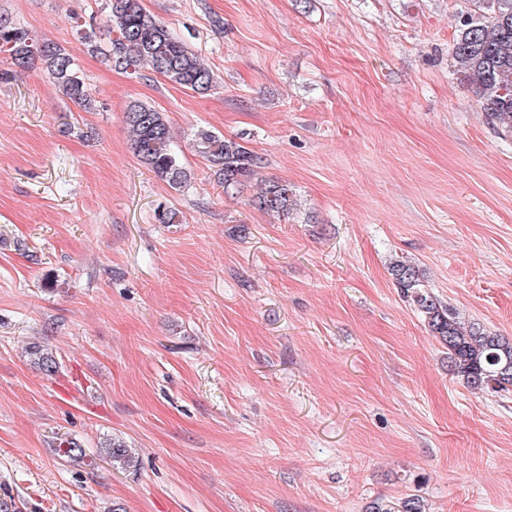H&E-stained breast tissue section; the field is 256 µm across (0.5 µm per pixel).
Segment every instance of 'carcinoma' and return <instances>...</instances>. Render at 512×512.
Masks as SVG:
<instances>
[{
	"instance_id": "cac0c4a2",
	"label": "carcinoma",
	"mask_w": 512,
	"mask_h": 512,
	"mask_svg": "<svg viewBox=\"0 0 512 512\" xmlns=\"http://www.w3.org/2000/svg\"><path fill=\"white\" fill-rule=\"evenodd\" d=\"M470 3L473 9L458 17L459 35L451 53L454 73L473 89L488 124L503 139H512V0ZM107 6L103 28L108 44H98L92 31H81V39L112 66L125 70L148 66L170 83L197 94L215 86L214 74L201 58L148 13L141 0H107ZM0 53L8 55L19 69L40 62L75 106L85 112L96 107L80 69L65 48L53 42H34L26 28L1 14ZM125 121L137 158L171 189L185 188L191 173L174 146L164 115L143 102H134L125 112ZM194 147L227 195L239 192L261 165V157L241 142L208 130L197 131ZM256 204L268 213L285 214L292 206V192L288 185L272 181L261 189ZM392 276L423 317L430 335L448 350L454 375L472 390L512 389V341L474 323H462L453 308L421 290L420 271L414 264L396 262ZM26 354L43 373L58 371L59 362L48 347L34 343L26 348ZM99 453L115 468L137 464L132 449L117 438H105ZM365 512H426V508L419 496L410 495L397 501L376 498Z\"/></svg>"
}]
</instances>
